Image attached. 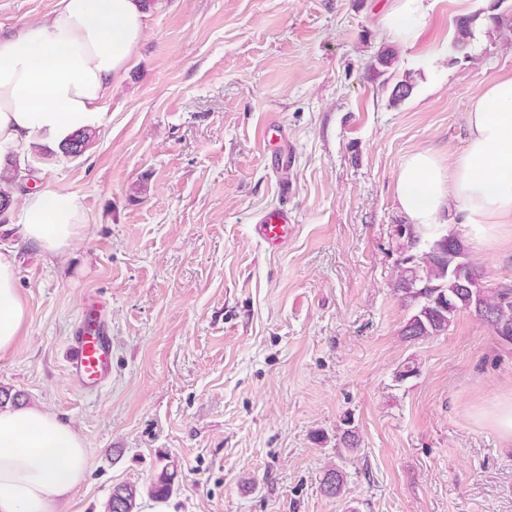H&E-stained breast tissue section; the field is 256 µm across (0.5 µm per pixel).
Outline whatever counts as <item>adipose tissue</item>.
<instances>
[{"instance_id": "ef3b65f1", "label": "adipose tissue", "mask_w": 512, "mask_h": 512, "mask_svg": "<svg viewBox=\"0 0 512 512\" xmlns=\"http://www.w3.org/2000/svg\"><path fill=\"white\" fill-rule=\"evenodd\" d=\"M427 16L424 0H396L383 25L409 44ZM147 20L144 0H57L48 16L0 39V160L43 145L62 149L103 125V104L131 67ZM465 120L464 151L445 167L431 151L409 155L396 197L423 234L453 210L459 230L494 247L512 236V76L490 82ZM19 222L25 240L62 255L86 224L84 199L49 189L27 193ZM26 319L15 259L0 252V355L14 351ZM87 468L72 425L39 406H0V512H58Z\"/></svg>"}]
</instances>
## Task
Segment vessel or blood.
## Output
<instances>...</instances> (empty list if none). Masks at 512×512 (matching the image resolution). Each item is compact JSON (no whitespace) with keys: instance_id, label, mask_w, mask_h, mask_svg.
Wrapping results in <instances>:
<instances>
[{"instance_id":"b4317fda","label":"vessel or blood","mask_w":512,"mask_h":512,"mask_svg":"<svg viewBox=\"0 0 512 512\" xmlns=\"http://www.w3.org/2000/svg\"><path fill=\"white\" fill-rule=\"evenodd\" d=\"M287 212L275 210L264 215L255 231L266 246L284 245L291 233ZM66 369L81 388L106 385L112 378V336L101 306L88 305L74 324L64 344Z\"/></svg>"}]
</instances>
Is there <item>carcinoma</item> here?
<instances>
[{"label": "carcinoma", "mask_w": 512, "mask_h": 512, "mask_svg": "<svg viewBox=\"0 0 512 512\" xmlns=\"http://www.w3.org/2000/svg\"><path fill=\"white\" fill-rule=\"evenodd\" d=\"M474 18L462 17L456 21L453 47L457 51L467 49L473 36ZM414 84L409 77L398 81L392 88L391 101L407 99ZM0 207L11 205L9 189L21 184L17 167L0 173ZM401 256L395 281V290L412 308L402 335L410 340L440 336L456 315L462 311L473 313L487 323L500 337L512 327V288H490L485 284L479 267L466 258L463 247L454 234L424 237L415 231L402 233ZM343 473L339 469L327 470L324 490L329 495L339 493ZM174 490V477L163 470L148 489L147 495L155 500L169 497ZM141 492L137 485L120 483L112 488L106 504V512H138Z\"/></svg>", "instance_id": "carcinoma-1"}]
</instances>
